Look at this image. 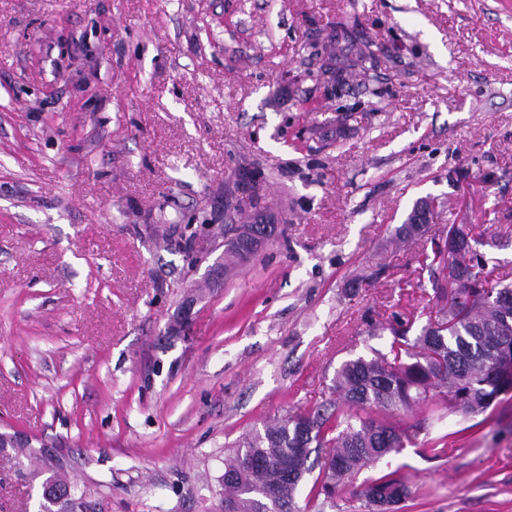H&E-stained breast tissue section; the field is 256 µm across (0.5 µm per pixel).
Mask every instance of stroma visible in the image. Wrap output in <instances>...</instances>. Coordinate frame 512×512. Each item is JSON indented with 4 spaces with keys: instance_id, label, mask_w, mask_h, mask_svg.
<instances>
[{
    "instance_id": "obj_1",
    "label": "stroma",
    "mask_w": 512,
    "mask_h": 512,
    "mask_svg": "<svg viewBox=\"0 0 512 512\" xmlns=\"http://www.w3.org/2000/svg\"><path fill=\"white\" fill-rule=\"evenodd\" d=\"M231 221L279 234L228 262ZM452 224L512 269V0H0V432L95 512H223L239 439L335 401L373 326L419 334ZM478 420L371 475L401 512H512V393ZM41 468L0 455V512Z\"/></svg>"
}]
</instances>
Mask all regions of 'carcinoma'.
Returning a JSON list of instances; mask_svg holds the SVG:
<instances>
[{
  "label": "carcinoma",
  "instance_id": "1",
  "mask_svg": "<svg viewBox=\"0 0 512 512\" xmlns=\"http://www.w3.org/2000/svg\"><path fill=\"white\" fill-rule=\"evenodd\" d=\"M445 242L448 263L437 261L456 284L442 316L428 321L409 341L403 324L380 327L392 336L387 353L358 356L336 371L338 401L310 412L287 415L247 434L224 462V502L235 512H302L296 498L312 472V448L326 449L310 493L334 500L346 494L370 512H391L412 495L397 472L362 474L384 457L415 443L427 430L429 413L446 408L476 416L512 389V369L498 354L512 352V271L486 270L483 234L462 227ZM255 225L225 242L227 251L254 238ZM419 412L398 424L391 415ZM84 491L71 484L66 498L42 497L39 512H79Z\"/></svg>",
  "mask_w": 512,
  "mask_h": 512
}]
</instances>
